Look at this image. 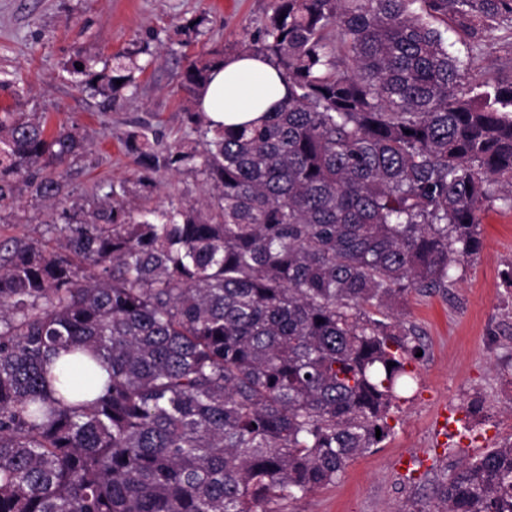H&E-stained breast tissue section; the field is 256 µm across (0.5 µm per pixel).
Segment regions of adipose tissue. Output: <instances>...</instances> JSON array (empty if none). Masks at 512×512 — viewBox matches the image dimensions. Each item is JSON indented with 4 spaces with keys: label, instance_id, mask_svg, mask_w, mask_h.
Segmentation results:
<instances>
[{
    "label": "adipose tissue",
    "instance_id": "1",
    "mask_svg": "<svg viewBox=\"0 0 512 512\" xmlns=\"http://www.w3.org/2000/svg\"><path fill=\"white\" fill-rule=\"evenodd\" d=\"M287 95V82L268 58L243 53L215 70L199 109L213 125L237 126L260 120Z\"/></svg>",
    "mask_w": 512,
    "mask_h": 512
}]
</instances>
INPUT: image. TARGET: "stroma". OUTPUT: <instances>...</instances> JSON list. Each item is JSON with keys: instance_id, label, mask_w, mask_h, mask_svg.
<instances>
[{"instance_id": "35a3bbf8", "label": "stroma", "mask_w": 512, "mask_h": 512, "mask_svg": "<svg viewBox=\"0 0 512 512\" xmlns=\"http://www.w3.org/2000/svg\"><path fill=\"white\" fill-rule=\"evenodd\" d=\"M272 0H0V112H41L49 129L77 120L91 151L65 170L70 202L83 204L100 187L136 171L126 148L129 131L146 128L163 143L186 137L185 93L179 74L187 58L205 50L231 55L242 38L258 36ZM204 17L200 35L177 26ZM449 51L472 59V74L496 70L507 56L499 30L480 48L436 16ZM145 47L136 87L123 90L112 109L85 88L74 61L94 70L132 46ZM154 189H138L136 205L202 197L201 175L182 169L156 174ZM46 202L22 192L15 210L0 214V239L51 242L55 230ZM482 248L453 266L440 290H414L397 312L415 327L425 355L413 362L417 382L410 401L392 415L393 435L351 461L332 485L284 501L283 512H429L437 489L461 462L512 439V209L492 205L480 226ZM460 410L465 426L437 435L438 409ZM411 454L408 470L397 458Z\"/></svg>"}]
</instances>
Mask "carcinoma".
Returning <instances> with one entry per match:
<instances>
[{
  "instance_id": "carcinoma-1",
  "label": "carcinoma",
  "mask_w": 512,
  "mask_h": 512,
  "mask_svg": "<svg viewBox=\"0 0 512 512\" xmlns=\"http://www.w3.org/2000/svg\"><path fill=\"white\" fill-rule=\"evenodd\" d=\"M413 2L274 0L237 51L273 60L288 98L215 128L196 106L224 58L192 59L197 138L130 132L141 171L87 208L64 193L79 124L0 113V211L24 188L61 220L52 247L0 243V512H281L393 434L423 350L395 305L447 287L492 202L512 208V68L464 90L472 62ZM422 2L474 40L512 24V0ZM143 52L79 71L102 106ZM182 168L203 199L131 206L127 183ZM61 350L86 357L62 379ZM428 512H512V441Z\"/></svg>"
}]
</instances>
